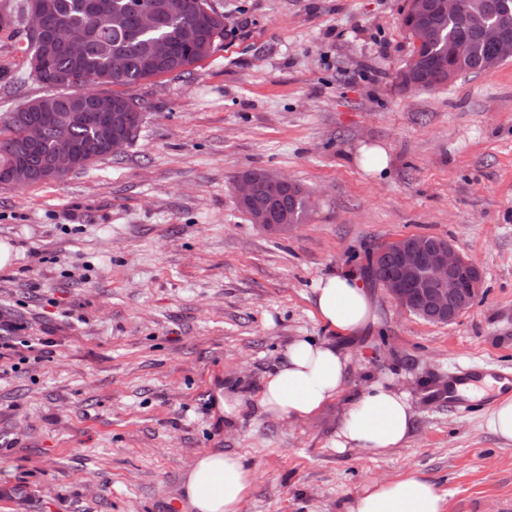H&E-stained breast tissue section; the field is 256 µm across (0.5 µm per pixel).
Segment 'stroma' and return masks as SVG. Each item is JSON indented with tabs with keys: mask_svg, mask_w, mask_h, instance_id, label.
<instances>
[{
	"mask_svg": "<svg viewBox=\"0 0 512 512\" xmlns=\"http://www.w3.org/2000/svg\"><path fill=\"white\" fill-rule=\"evenodd\" d=\"M224 38L198 67L124 87L144 106L118 156L49 183L0 184V321L21 324L0 372V512H184L190 461L223 450L256 481L244 512H352L374 480L410 470L447 512H512V442L486 413L425 399L469 363L512 371V60L432 91L396 76L407 0H211ZM20 26L0 30V127L48 94L29 79ZM380 145L389 172L358 163ZM248 170L312 194L304 223L253 224L232 190ZM449 239L482 294L456 322L404 313L375 280L377 322L335 339L346 389L306 420L257 405L297 337H331L310 298L332 271L366 273L380 243ZM48 339L51 349L31 350ZM408 391L405 445L338 448L370 381ZM243 397L213 408L215 385Z\"/></svg>",
	"mask_w": 512,
	"mask_h": 512,
	"instance_id": "35a3bbf8",
	"label": "stroma"
}]
</instances>
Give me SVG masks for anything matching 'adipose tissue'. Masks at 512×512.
<instances>
[{"mask_svg":"<svg viewBox=\"0 0 512 512\" xmlns=\"http://www.w3.org/2000/svg\"><path fill=\"white\" fill-rule=\"evenodd\" d=\"M311 303L327 328L341 336L361 335L377 318L375 300L349 273L319 278ZM348 378L349 358L334 343L299 338L263 377L258 402L264 413L281 420L308 418L341 394ZM413 425L408 394L373 381L351 403L336 445L369 451L397 448ZM254 481V471L237 454L205 452L188 467L182 490L190 512H241ZM352 512H446V499L433 482L411 471L373 481Z\"/></svg>","mask_w":512,"mask_h":512,"instance_id":"1","label":"adipose tissue"}]
</instances>
